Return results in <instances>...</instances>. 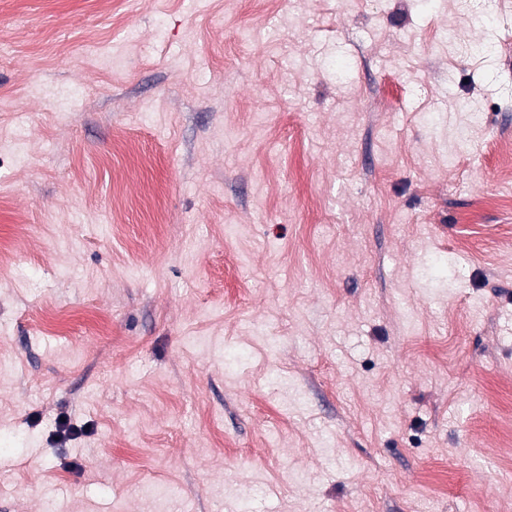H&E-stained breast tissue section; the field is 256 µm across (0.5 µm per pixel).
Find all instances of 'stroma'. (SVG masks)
Here are the masks:
<instances>
[{"instance_id":"35a3bbf8","label":"stroma","mask_w":512,"mask_h":512,"mask_svg":"<svg viewBox=\"0 0 512 512\" xmlns=\"http://www.w3.org/2000/svg\"><path fill=\"white\" fill-rule=\"evenodd\" d=\"M0 512H512V0H0Z\"/></svg>"}]
</instances>
